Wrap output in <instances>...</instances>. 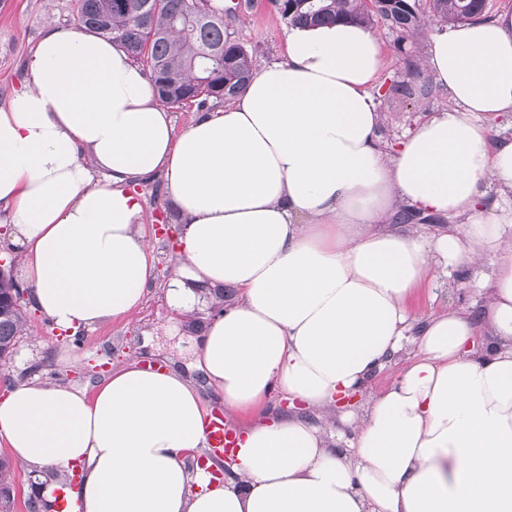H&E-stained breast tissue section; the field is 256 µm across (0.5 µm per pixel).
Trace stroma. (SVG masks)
Listing matches in <instances>:
<instances>
[{
    "instance_id": "obj_1",
    "label": "stroma",
    "mask_w": 512,
    "mask_h": 512,
    "mask_svg": "<svg viewBox=\"0 0 512 512\" xmlns=\"http://www.w3.org/2000/svg\"><path fill=\"white\" fill-rule=\"evenodd\" d=\"M236 6L233 30L253 53L255 65L281 59L288 34V23L269 0H251L241 7L239 0H224ZM51 22L73 25L77 22L75 0H0V106H7L25 80V60L34 49L43 27ZM438 20H429L426 29L406 40H398L388 27L372 29L382 52V69L371 92L382 114L379 134L384 146H392L431 113L452 107L447 90L441 88L424 70L408 71L405 60H420L431 32L441 29ZM396 83L410 85L413 93L393 94ZM134 192L143 206L144 230L154 255L155 279L145 304L130 314L110 320L93 330H81L72 336L57 335L49 320L35 310L26 312V329L19 337L11 360L0 363V392L7 384L30 377L35 382H63L92 387L107 369L128 359L149 362L150 349L145 337L162 353L185 356L190 352L184 337L189 325L203 326L212 316L210 302L194 305L181 314L166 297V284L173 268L172 244L156 227L159 216L170 214L172 207L164 194L163 180L155 176L136 183ZM485 302L467 270L453 276L436 274L408 299L407 307L414 327L422 324L447 304L480 310ZM73 348L81 357L79 365L60 361L63 350Z\"/></svg>"
}]
</instances>
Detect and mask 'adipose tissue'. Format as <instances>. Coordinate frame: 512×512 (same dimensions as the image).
Here are the masks:
<instances>
[{
	"label": "adipose tissue",
	"mask_w": 512,
	"mask_h": 512,
	"mask_svg": "<svg viewBox=\"0 0 512 512\" xmlns=\"http://www.w3.org/2000/svg\"><path fill=\"white\" fill-rule=\"evenodd\" d=\"M423 65L452 109L393 150L371 93L370 30L291 29L233 102L177 130L126 48L47 24L0 107V223L29 301L67 334L139 308L154 262L131 184L162 176L177 215L171 303L237 292L187 369L129 362L87 392L17 383L0 438L22 465L79 468L41 497L63 512H512V13L432 34ZM495 193H488V185ZM462 214L453 234L382 232L399 207ZM491 260L480 317L447 306L420 335L406 301L436 267ZM413 352L328 440L297 415L247 426L230 463L207 446L210 400L261 412L273 393L325 411ZM410 350L411 346L408 345L403 351L395 355L381 371L376 372L370 377L366 387L367 396L378 395L395 380Z\"/></svg>",
	"instance_id": "ef3b65f1"
}]
</instances>
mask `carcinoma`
Instances as JSON below:
<instances>
[{
  "mask_svg": "<svg viewBox=\"0 0 512 512\" xmlns=\"http://www.w3.org/2000/svg\"><path fill=\"white\" fill-rule=\"evenodd\" d=\"M288 24L335 22L368 28L382 23L405 39L429 17L448 24L487 18L488 0H270ZM236 9L214 0H79L80 26L123 42L147 69L158 99L212 108L233 99L253 70V55L233 33ZM18 284L0 269V359L15 349L25 328V303H15ZM11 466L0 456V512H11Z\"/></svg>",
  "mask_w": 512,
  "mask_h": 512,
  "instance_id": "cac0c4a2",
  "label": "carcinoma"
}]
</instances>
